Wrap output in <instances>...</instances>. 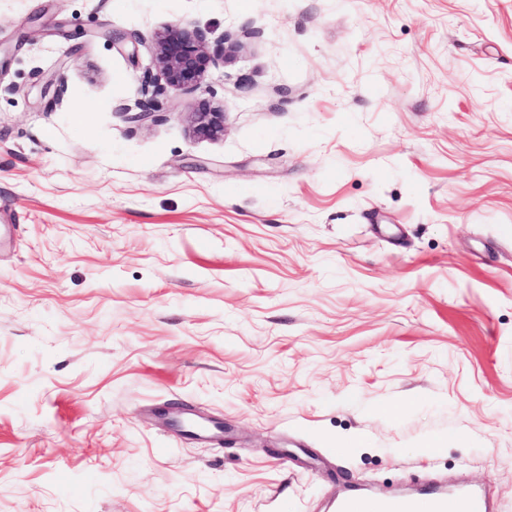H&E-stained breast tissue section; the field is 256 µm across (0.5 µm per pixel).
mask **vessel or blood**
<instances>
[{"label": "vessel or blood", "instance_id": "b4317fda", "mask_svg": "<svg viewBox=\"0 0 512 512\" xmlns=\"http://www.w3.org/2000/svg\"><path fill=\"white\" fill-rule=\"evenodd\" d=\"M333 509L334 512H487V504L476 494L460 498L425 493L389 499L356 494L335 501Z\"/></svg>", "mask_w": 512, "mask_h": 512}]
</instances>
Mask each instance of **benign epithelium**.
<instances>
[{
    "mask_svg": "<svg viewBox=\"0 0 512 512\" xmlns=\"http://www.w3.org/2000/svg\"><path fill=\"white\" fill-rule=\"evenodd\" d=\"M237 45L230 43L215 52L210 51L205 31L176 22L167 25L152 37L153 63L161 71L165 85L155 82L150 70L141 79V99L137 111L131 113L133 122L145 121L161 107L160 97L171 91L187 93L201 82L217 57L229 62ZM193 133L200 138H215L224 134V110L201 104L191 116Z\"/></svg>",
    "mask_w": 512,
    "mask_h": 512,
    "instance_id": "1",
    "label": "benign epithelium"
}]
</instances>
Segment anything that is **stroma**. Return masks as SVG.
Wrapping results in <instances>:
<instances>
[{
  "mask_svg": "<svg viewBox=\"0 0 512 512\" xmlns=\"http://www.w3.org/2000/svg\"><path fill=\"white\" fill-rule=\"evenodd\" d=\"M429 485L512 512V0H0V512ZM211 53L205 31L179 22L172 23L156 32L152 37L153 63L161 71L165 85L155 82L150 68L141 79V99L137 102V112L131 114L132 122L145 121L154 116L161 107L160 97L168 91L175 94L187 93L201 82L211 65L222 56L224 62H230L236 53L237 45H225ZM193 133L200 138H215L224 134V111L201 104L191 116ZM187 423L191 429L195 432V440L208 442L213 440H220L222 438V430L224 425L221 422H217L215 425L209 421L201 420L199 417L186 418Z\"/></svg>",
  "mask_w": 512,
  "mask_h": 512,
  "instance_id": "1",
  "label": "stroma"
}]
</instances>
